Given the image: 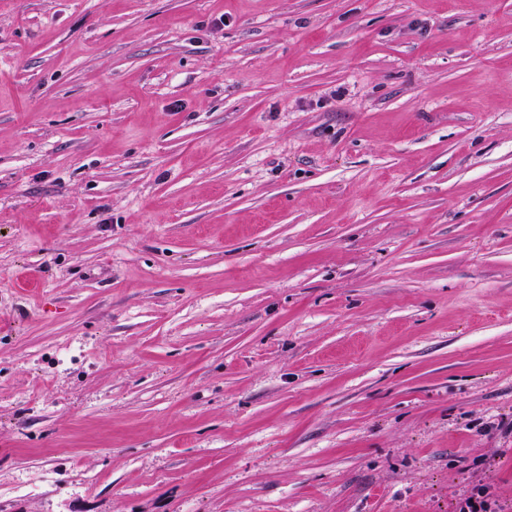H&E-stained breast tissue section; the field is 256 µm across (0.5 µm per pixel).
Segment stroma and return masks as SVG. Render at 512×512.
I'll list each match as a JSON object with an SVG mask.
<instances>
[{
    "label": "stroma",
    "mask_w": 512,
    "mask_h": 512,
    "mask_svg": "<svg viewBox=\"0 0 512 512\" xmlns=\"http://www.w3.org/2000/svg\"><path fill=\"white\" fill-rule=\"evenodd\" d=\"M512 504V0H0V512Z\"/></svg>",
    "instance_id": "stroma-1"
}]
</instances>
